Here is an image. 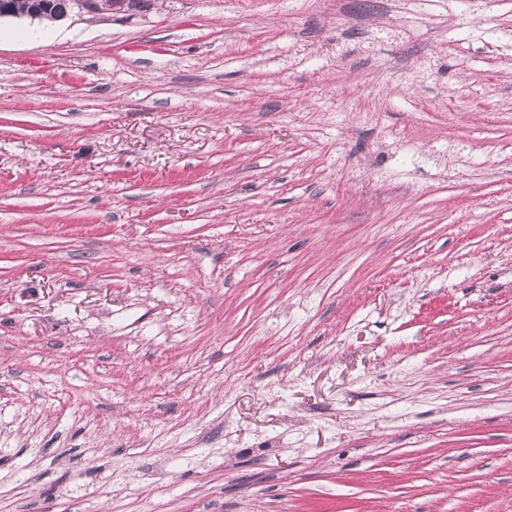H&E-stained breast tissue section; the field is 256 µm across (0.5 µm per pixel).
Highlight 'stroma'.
Wrapping results in <instances>:
<instances>
[{
  "label": "stroma",
  "mask_w": 512,
  "mask_h": 512,
  "mask_svg": "<svg viewBox=\"0 0 512 512\" xmlns=\"http://www.w3.org/2000/svg\"><path fill=\"white\" fill-rule=\"evenodd\" d=\"M0 19V512H512V0Z\"/></svg>",
  "instance_id": "stroma-1"
}]
</instances>
